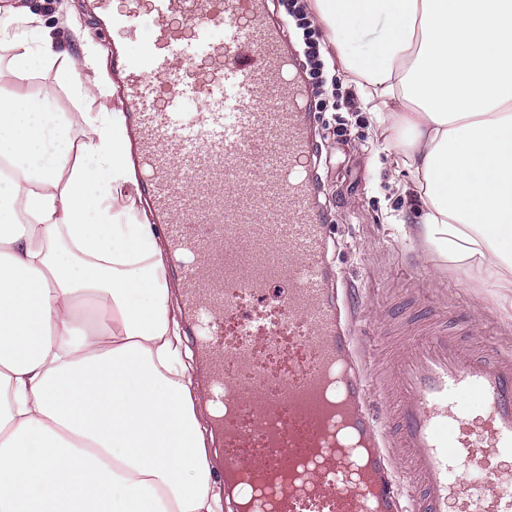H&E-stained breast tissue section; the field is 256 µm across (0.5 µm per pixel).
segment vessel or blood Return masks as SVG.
<instances>
[{"label":"vessel or blood","instance_id":"vessel-or-blood-1","mask_svg":"<svg viewBox=\"0 0 512 512\" xmlns=\"http://www.w3.org/2000/svg\"><path fill=\"white\" fill-rule=\"evenodd\" d=\"M95 3L106 26L151 20L112 70L218 413L228 512H512L511 354L432 325L397 351L392 409L372 408L326 260L307 83L270 0ZM201 63L209 78L181 81ZM274 284L275 317L250 316ZM466 469L483 473L470 494Z\"/></svg>","mask_w":512,"mask_h":512}]
</instances>
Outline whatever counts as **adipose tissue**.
Wrapping results in <instances>:
<instances>
[{"label":"adipose tissue","mask_w":512,"mask_h":512,"mask_svg":"<svg viewBox=\"0 0 512 512\" xmlns=\"http://www.w3.org/2000/svg\"><path fill=\"white\" fill-rule=\"evenodd\" d=\"M334 43L383 18L375 52L344 56L385 130L404 133L424 212L417 235L439 256L512 288V0H315ZM0 35L11 76L31 55L85 97L98 49L58 66ZM96 133L70 161L71 123L49 97L0 98V512H224L206 459L170 308L157 225L129 193L120 112H86Z\"/></svg>","instance_id":"obj_1"}]
</instances>
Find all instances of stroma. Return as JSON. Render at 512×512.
Listing matches in <instances>:
<instances>
[{
    "instance_id": "35a3bbf8",
    "label": "stroma",
    "mask_w": 512,
    "mask_h": 512,
    "mask_svg": "<svg viewBox=\"0 0 512 512\" xmlns=\"http://www.w3.org/2000/svg\"><path fill=\"white\" fill-rule=\"evenodd\" d=\"M21 6L27 7L28 16L17 20L19 29L66 31L65 50L76 59L84 45L92 42L103 50V64H110L111 46L139 52L151 32L146 20L133 35L116 27L99 34L89 16L88 0H0V13ZM54 77V71L38 67L27 81L18 83L1 67L0 96L51 92L53 111L72 121L76 145L90 134L81 113L126 109L119 90L82 99L56 85ZM309 107L313 134L328 157L319 170L329 226L327 258L352 294L361 358L388 365L385 347L390 337L419 333L418 324L397 318L408 301L475 326L499 349L512 351V319L504 314L512 306V288L492 287L484 275L443 261L411 237L410 229L420 215L410 197L415 175L401 148L388 146V133L370 112L345 113L347 133L338 137L335 112L314 101Z\"/></svg>"
}]
</instances>
